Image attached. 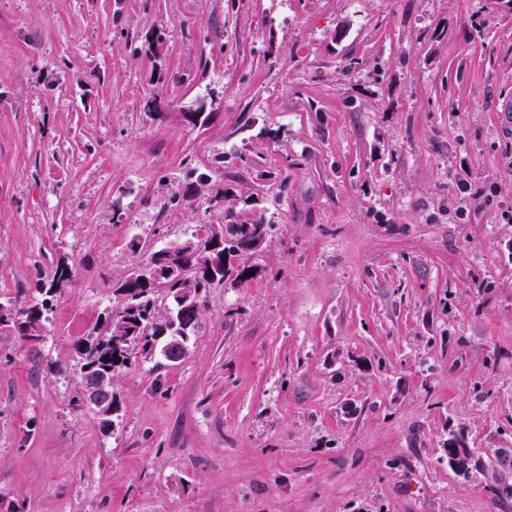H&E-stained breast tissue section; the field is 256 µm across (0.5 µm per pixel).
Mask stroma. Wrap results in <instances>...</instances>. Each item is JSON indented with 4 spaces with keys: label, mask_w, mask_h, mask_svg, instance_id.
<instances>
[{
    "label": "stroma",
    "mask_w": 512,
    "mask_h": 512,
    "mask_svg": "<svg viewBox=\"0 0 512 512\" xmlns=\"http://www.w3.org/2000/svg\"><path fill=\"white\" fill-rule=\"evenodd\" d=\"M509 99L506 0H0V302L73 268L0 332V512H512ZM220 190L256 276L102 430L73 345ZM63 262H59L54 270L52 277L47 279L46 283H43L39 291L42 292L43 298L40 302L31 303L28 301L19 300L18 298L9 301V306H2L3 303H0V311H1V322L0 326L2 330H11V327H7L11 322L15 324V328L18 329L19 324L23 321V316L25 318L24 322L21 323L20 329L16 330L18 335L25 341H27L30 345H32L31 349H36L37 344L43 339L41 334V321L43 318V311H48L52 309V304H49L52 301V297L49 295L58 291H61L63 288H67L71 283V272L68 269L65 274L64 272H59V265ZM64 274V275H63ZM63 276V277H62ZM58 277H62L61 280H57ZM57 280V282H56ZM56 283V287H55ZM2 306V309H1ZM12 307L21 311V313L16 312ZM1 330V331H2ZM35 332L37 334H35ZM36 339V344H32L29 342L30 339ZM35 345V346H34Z\"/></svg>",
    "instance_id": "obj_1"
}]
</instances>
